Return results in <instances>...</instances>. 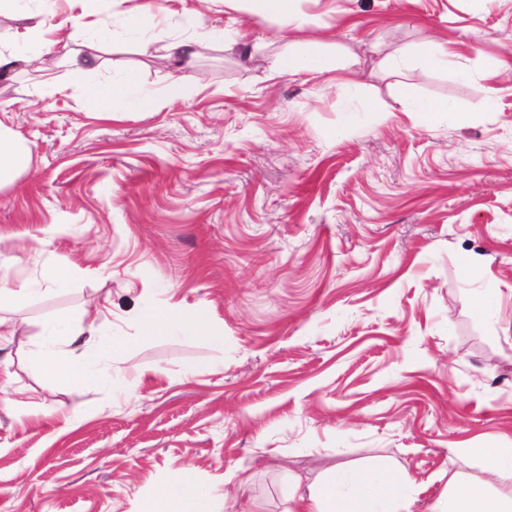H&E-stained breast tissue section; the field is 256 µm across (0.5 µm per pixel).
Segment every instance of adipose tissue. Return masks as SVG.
<instances>
[{
    "mask_svg": "<svg viewBox=\"0 0 512 512\" xmlns=\"http://www.w3.org/2000/svg\"><path fill=\"white\" fill-rule=\"evenodd\" d=\"M105 2L81 0L79 13L61 19L47 7L46 0H37L35 7L20 16L12 46L0 49V71L41 73L42 68L28 46L45 40L59 29H67L68 39L85 42L109 31ZM181 18L187 35L161 42L159 50L166 57L188 64L196 56L198 47L213 39L214 33L205 26L197 11L184 10ZM335 67V60L318 45L307 44L300 51L275 56L271 75L275 78L299 74L315 76ZM185 92V85L175 81L169 84L163 97H155L144 89L140 73L128 70L109 85L88 86L85 99L93 107L109 99L125 104L129 111L146 112L159 108L163 100L183 97ZM29 162V149L17 142L9 129L0 127V190L13 186ZM146 325L166 332L183 330L216 344L224 341L222 331L213 327L206 312L201 310L190 317L173 311L157 313L147 318ZM45 334L47 342L38 352L39 364L47 377L64 384L85 385L101 380L105 375L104 353L120 345L118 339L100 334L96 316L87 310L76 316L66 311L58 313L46 325ZM463 454L485 463L486 479L470 480L450 475L448 498L437 503L432 512H512V498L495 495L490 490L492 477L505 471L512 473V447L474 446L464 449ZM159 499L163 504L162 512H210L212 491L178 480L164 487ZM414 503L412 476L391 460L381 459L347 472L333 473L310 485L306 493L289 498L284 512H413Z\"/></svg>",
    "mask_w": 512,
    "mask_h": 512,
    "instance_id": "adipose-tissue-1",
    "label": "adipose tissue"
}]
</instances>
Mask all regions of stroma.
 <instances>
[{
    "mask_svg": "<svg viewBox=\"0 0 512 512\" xmlns=\"http://www.w3.org/2000/svg\"><path fill=\"white\" fill-rule=\"evenodd\" d=\"M186 4L222 33L191 67L155 51L184 33L171 15L93 49L90 81L194 84L156 110L88 108L59 46L31 51L62 89L0 79V126L31 150L0 191V286L72 275L0 304L24 325L0 338V385L27 405L0 404V512H158L178 477L211 512H283L294 477L377 458L427 512L449 473L483 475L459 449L512 446V0H300L287 27L241 0ZM309 37L350 72L270 79ZM428 40L447 63L384 68ZM405 90L468 118L417 126ZM484 294L500 305L481 314ZM85 309L123 340L112 380L52 381L43 327ZM168 309L205 310L223 345L144 330ZM70 281V275L67 269L50 266L46 268L42 273V283L47 287L52 288H29L25 283L20 284L18 288H2L0 289V303L2 302V296L4 295L10 302L15 305H22L26 303L33 291L43 289L46 291H53L59 288H65Z\"/></svg>",
    "mask_w": 512,
    "mask_h": 512,
    "instance_id": "obj_1",
    "label": "stroma"
}]
</instances>
